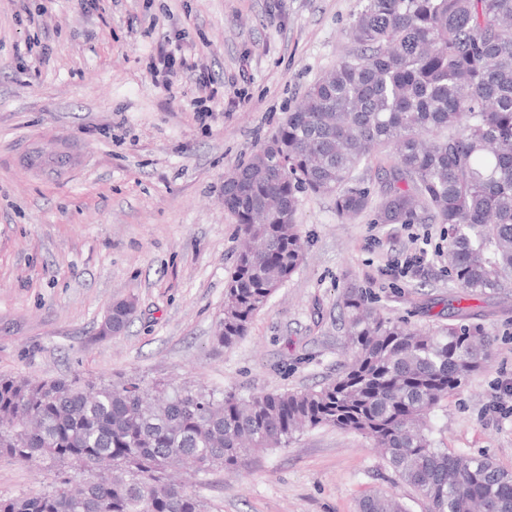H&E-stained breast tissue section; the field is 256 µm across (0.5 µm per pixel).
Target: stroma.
Instances as JSON below:
<instances>
[{"label":"stroma","instance_id":"stroma-1","mask_svg":"<svg viewBox=\"0 0 512 512\" xmlns=\"http://www.w3.org/2000/svg\"><path fill=\"white\" fill-rule=\"evenodd\" d=\"M362 0H0V376L34 381L137 376L242 395L330 382L347 361L343 289L369 291L387 318L436 331L453 323L447 225L343 218L332 197L301 194L305 242L295 272L229 348L214 342L238 242L224 175L351 48ZM195 48L194 75L163 82L161 52ZM223 97L202 101L198 84ZM210 109L199 120V109ZM55 164H48V157ZM423 248L422 272L392 266ZM136 312L121 334L100 327L114 302ZM466 324L493 342L489 366L430 415L436 447L486 455L512 471V298L467 300ZM50 470L0 457V495L39 491ZM219 512H358L373 490L399 495L361 435L295 434L236 473L196 485Z\"/></svg>","mask_w":512,"mask_h":512}]
</instances>
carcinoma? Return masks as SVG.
I'll return each instance as SVG.
<instances>
[{
	"instance_id": "obj_1",
	"label": "carcinoma",
	"mask_w": 512,
	"mask_h": 512,
	"mask_svg": "<svg viewBox=\"0 0 512 512\" xmlns=\"http://www.w3.org/2000/svg\"><path fill=\"white\" fill-rule=\"evenodd\" d=\"M350 39L353 49L224 176V209L244 248L224 288L220 346L246 335L302 261L299 194L333 197L342 217L362 213L372 199L359 168L377 148L393 156L377 223L431 213L448 225L457 288L512 295V0H363ZM340 305L351 360L318 389L241 396L134 377L0 376V456L56 472L34 494L1 496L0 512H213L169 469H237L321 426L368 439L429 512H512V471L435 447L427 425L489 362V336L465 324L411 329L381 316L360 288L345 289ZM108 315L117 335L134 311L119 301ZM359 509L408 512L381 491Z\"/></svg>"
}]
</instances>
